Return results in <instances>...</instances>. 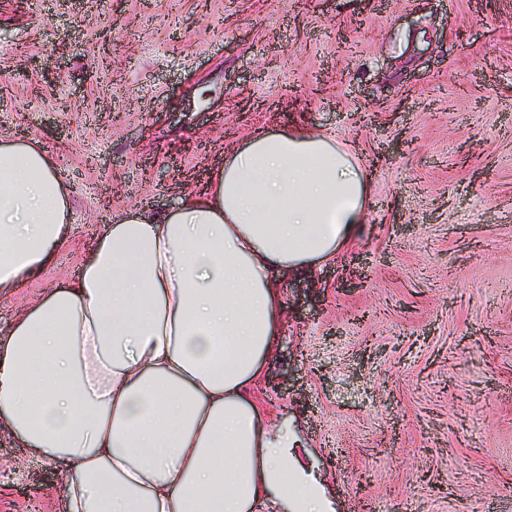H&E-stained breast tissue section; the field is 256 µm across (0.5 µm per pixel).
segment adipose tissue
<instances>
[{"label":"adipose tissue","instance_id":"adipose-tissue-1","mask_svg":"<svg viewBox=\"0 0 512 512\" xmlns=\"http://www.w3.org/2000/svg\"><path fill=\"white\" fill-rule=\"evenodd\" d=\"M369 181L349 143L263 131L165 212L128 210L0 340V417L71 462L67 512H334L254 395L285 279L347 249ZM34 141L0 140V293L67 238Z\"/></svg>","mask_w":512,"mask_h":512}]
</instances>
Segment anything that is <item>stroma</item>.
<instances>
[{
  "mask_svg": "<svg viewBox=\"0 0 512 512\" xmlns=\"http://www.w3.org/2000/svg\"><path fill=\"white\" fill-rule=\"evenodd\" d=\"M296 127L372 188L355 243L281 286L265 411L335 512H512V0H0V138L39 142L71 205L0 338L113 215ZM69 472L0 422V512H66Z\"/></svg>",
  "mask_w": 512,
  "mask_h": 512,
  "instance_id": "stroma-1",
  "label": "stroma"
}]
</instances>
